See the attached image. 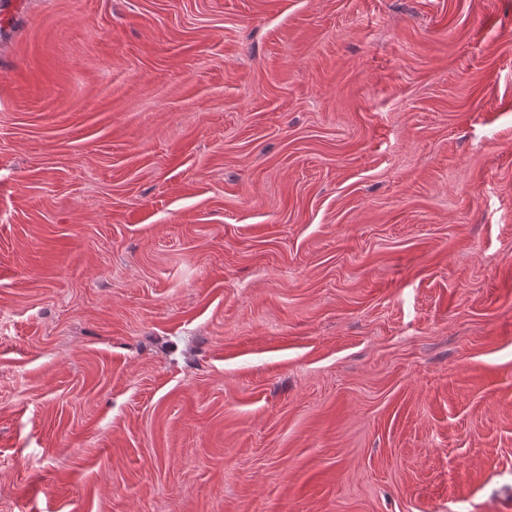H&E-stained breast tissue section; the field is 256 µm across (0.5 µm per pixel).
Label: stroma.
Instances as JSON below:
<instances>
[{
    "label": "stroma",
    "mask_w": 512,
    "mask_h": 512,
    "mask_svg": "<svg viewBox=\"0 0 512 512\" xmlns=\"http://www.w3.org/2000/svg\"><path fill=\"white\" fill-rule=\"evenodd\" d=\"M0 512H512V0L0 14Z\"/></svg>",
    "instance_id": "stroma-1"
}]
</instances>
